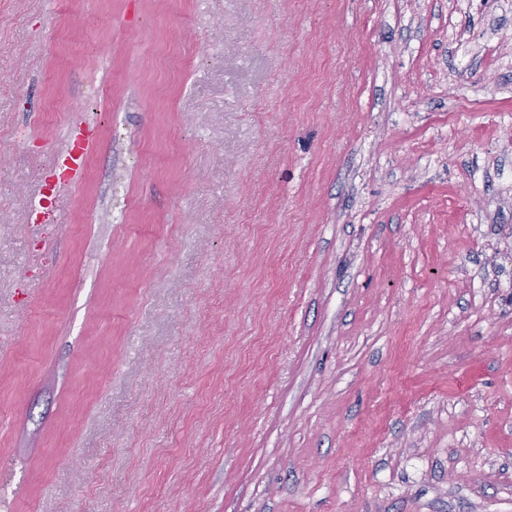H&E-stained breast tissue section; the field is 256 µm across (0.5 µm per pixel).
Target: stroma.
Returning a JSON list of instances; mask_svg holds the SVG:
<instances>
[{"label":"stroma","instance_id":"1","mask_svg":"<svg viewBox=\"0 0 512 512\" xmlns=\"http://www.w3.org/2000/svg\"><path fill=\"white\" fill-rule=\"evenodd\" d=\"M0 512H512V10L0 0ZM84 150L75 153V152H67L65 155L60 156L57 159V164L62 160L63 165L66 167L68 172L67 180L65 183L58 185L56 188L55 196L52 199H48L46 197H41L38 200V207L40 209L39 214L46 215L48 222L55 221L56 209H57V198L61 188L65 185L75 184L79 181L82 170H83V160L84 156L88 150V144L85 143L83 146ZM46 221V222H47Z\"/></svg>","mask_w":512,"mask_h":512}]
</instances>
